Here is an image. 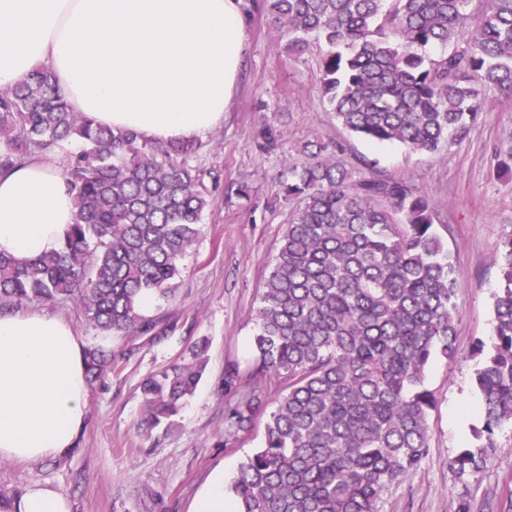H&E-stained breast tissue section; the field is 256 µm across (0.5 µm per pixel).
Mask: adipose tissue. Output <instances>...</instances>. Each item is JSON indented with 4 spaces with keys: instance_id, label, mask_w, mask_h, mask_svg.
Returning a JSON list of instances; mask_svg holds the SVG:
<instances>
[{
    "instance_id": "adipose-tissue-1",
    "label": "adipose tissue",
    "mask_w": 512,
    "mask_h": 512,
    "mask_svg": "<svg viewBox=\"0 0 512 512\" xmlns=\"http://www.w3.org/2000/svg\"><path fill=\"white\" fill-rule=\"evenodd\" d=\"M247 49L242 0H0V88L49 66L71 109L159 143L224 121ZM74 206L34 159L0 174V253L59 248ZM85 343L48 315H0V461L75 447L87 423Z\"/></svg>"
}]
</instances>
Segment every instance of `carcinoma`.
<instances>
[{
    "label": "carcinoma",
    "mask_w": 512,
    "mask_h": 512,
    "mask_svg": "<svg viewBox=\"0 0 512 512\" xmlns=\"http://www.w3.org/2000/svg\"><path fill=\"white\" fill-rule=\"evenodd\" d=\"M262 0L278 42L300 58L320 46L319 92L348 132L436 154L462 140L484 91L512 96V0ZM74 139L62 176L75 215L60 248L20 264L0 254V314L76 300L105 336L159 339L168 327L145 298L176 291L181 261L201 234L216 183L191 161L201 144H159L72 111L48 67L0 89V173ZM256 146L272 153L269 125ZM284 156L277 194L295 203L255 311L253 386L229 413L247 429L277 405L260 448L239 465L237 512H378L384 493L427 456L425 386L437 356L455 353V267L434 229L429 198L402 178L359 177L335 151L307 144ZM489 340L474 344L484 424L448 459L458 477L480 471L495 431L512 423V232L498 247ZM207 341L190 359L140 384L144 424L169 430L206 369ZM97 345L88 381L112 369Z\"/></svg>",
    "instance_id": "obj_1"
}]
</instances>
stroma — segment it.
Listing matches in <instances>:
<instances>
[{"instance_id": "35a3bbf8", "label": "stroma", "mask_w": 512, "mask_h": 512, "mask_svg": "<svg viewBox=\"0 0 512 512\" xmlns=\"http://www.w3.org/2000/svg\"><path fill=\"white\" fill-rule=\"evenodd\" d=\"M247 50L229 112L202 137L197 167L218 177L214 206L200 237L183 260L174 297L156 300L147 316L171 330L161 340L102 339L78 315L75 302L28 305V312L69 322L86 346L111 349L118 368L91 387L88 423L74 450L29 463L0 461V490L22 498L41 484L62 493L70 512H193L215 478L231 481L239 463L261 445L262 419L231 434L225 394L228 374L248 380L254 366V311L260 302L291 202L276 197L280 154L260 152L253 132L268 123L283 133V148L308 142L340 146L348 162L365 160L362 176L396 177L427 192L435 229L456 270V354L436 359L426 383L437 406L429 416V453L403 482L385 492L378 512H456L459 499L507 512L512 506V424L496 430L495 451L484 470L458 478L448 459L474 442L482 427L473 387L475 339L491 333L498 270L492 261L501 238L512 232V177L497 176L495 154L512 147V98L488 90L479 120L466 137L438 154L400 144L375 145L345 130L317 86L319 48L296 59L275 47V31L252 0H245ZM249 199L234 197L238 184ZM209 342L207 366L171 431L140 425L141 380L187 356L199 339Z\"/></svg>"}]
</instances>
